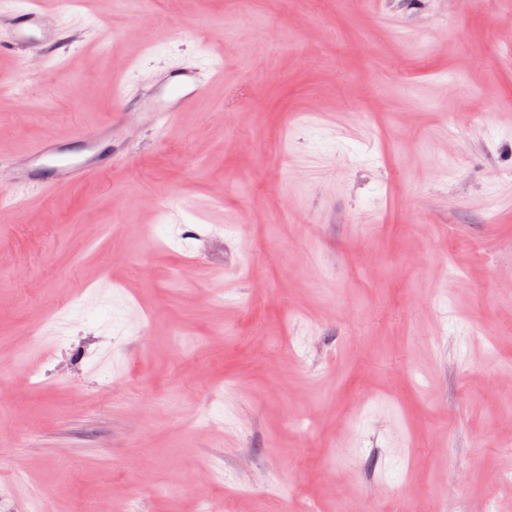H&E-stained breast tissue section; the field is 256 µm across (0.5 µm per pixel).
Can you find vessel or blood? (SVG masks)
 I'll return each instance as SVG.
<instances>
[{
  "instance_id": "obj_1",
  "label": "vessel or blood",
  "mask_w": 512,
  "mask_h": 512,
  "mask_svg": "<svg viewBox=\"0 0 512 512\" xmlns=\"http://www.w3.org/2000/svg\"><path fill=\"white\" fill-rule=\"evenodd\" d=\"M12 25L17 42L40 53H48L58 42L45 11L37 7L35 0H30L25 9L13 15ZM212 78L209 70L194 65L170 71L160 91L151 96L150 103L159 117L173 120ZM105 167V162L91 157H72L62 143L45 141L33 147L25 164L12 169L9 182L54 190L76 179L97 174Z\"/></svg>"
}]
</instances>
